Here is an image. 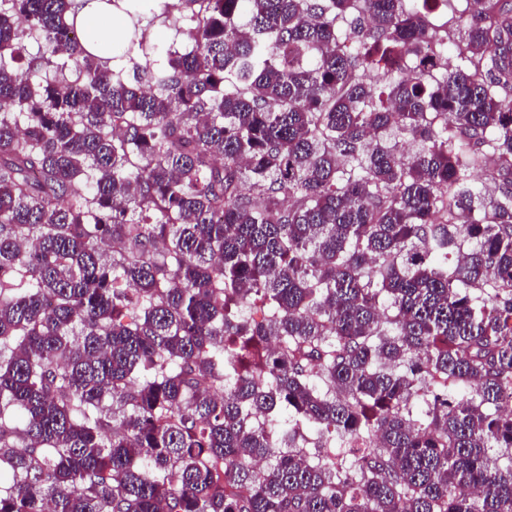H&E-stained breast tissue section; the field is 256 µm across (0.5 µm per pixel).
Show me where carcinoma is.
<instances>
[{"instance_id":"cac0c4a2","label":"carcinoma","mask_w":512,"mask_h":512,"mask_svg":"<svg viewBox=\"0 0 512 512\" xmlns=\"http://www.w3.org/2000/svg\"><path fill=\"white\" fill-rule=\"evenodd\" d=\"M88 2L0 0V512H512V0ZM78 21L82 23L85 30L95 33L104 32L111 39L112 35L119 33L123 28L120 16L112 14L100 0H93L91 4L83 7L78 14ZM446 5L435 14L432 15L433 22L436 26H440L448 22V26L459 16H466L468 6L466 0H447Z\"/></svg>"}]
</instances>
